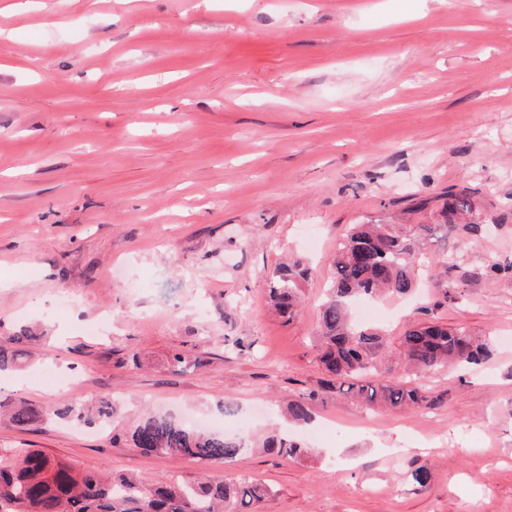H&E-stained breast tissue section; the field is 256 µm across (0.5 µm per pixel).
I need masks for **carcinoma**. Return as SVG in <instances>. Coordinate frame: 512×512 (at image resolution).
Returning <instances> with one entry per match:
<instances>
[{
    "label": "carcinoma",
    "mask_w": 512,
    "mask_h": 512,
    "mask_svg": "<svg viewBox=\"0 0 512 512\" xmlns=\"http://www.w3.org/2000/svg\"><path fill=\"white\" fill-rule=\"evenodd\" d=\"M438 224H354L338 243L331 258L332 277L320 307L315 360L324 372L321 389L356 400L365 407H417L435 410L445 403L416 379L393 368L396 354L416 373L450 364L477 367L492 355L489 342L470 334L463 325L448 327L436 322H411L397 336H384L370 328H356L350 321L351 303L375 299L383 293L406 295L416 285L426 265L448 272L456 267L452 252L425 256L421 246L434 243L470 217L463 229L480 235L484 224L476 203L465 188L442 203ZM313 268L302 260L276 267L265 283L274 311L285 323L298 316L302 284ZM0 345V371L18 369L26 361L24 337H9ZM48 413L77 424L112 427V439L145 455L189 456L206 464L229 461L249 442L190 428L171 416L146 412L132 425L123 423L113 401L67 404L49 411L28 403H0V418L25 427ZM288 415L297 422L312 420V398L288 401ZM263 447L284 460L310 452L300 443L280 435L266 438ZM270 496L262 483L244 476H203L154 485L130 474L103 476L78 471L39 450L0 453V512H259Z\"/></svg>",
    "instance_id": "carcinoma-1"
}]
</instances>
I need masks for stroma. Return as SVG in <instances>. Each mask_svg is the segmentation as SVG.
<instances>
[{"mask_svg":"<svg viewBox=\"0 0 512 512\" xmlns=\"http://www.w3.org/2000/svg\"><path fill=\"white\" fill-rule=\"evenodd\" d=\"M463 188L492 232L449 235L456 269L371 323L465 325L487 367L421 377L435 411L328 393L292 424L284 401L320 389L339 238L434 222ZM294 258L317 272L287 324L264 284ZM510 261L512 0H0V337L33 336L0 401L109 395L130 423L225 416L317 455L206 466L52 415L0 423L1 450L153 484L246 475L272 490L261 512H512V271L492 269ZM60 364L73 381L50 387Z\"/></svg>","mask_w":512,"mask_h":512,"instance_id":"stroma-1","label":"stroma"}]
</instances>
